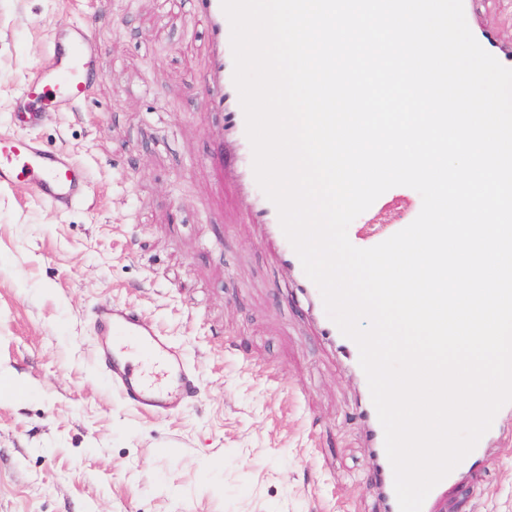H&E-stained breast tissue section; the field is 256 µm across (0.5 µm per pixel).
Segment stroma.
Returning <instances> with one entry per match:
<instances>
[{
	"instance_id": "stroma-1",
	"label": "stroma",
	"mask_w": 512,
	"mask_h": 512,
	"mask_svg": "<svg viewBox=\"0 0 512 512\" xmlns=\"http://www.w3.org/2000/svg\"><path fill=\"white\" fill-rule=\"evenodd\" d=\"M74 24L102 77L32 134L85 169L87 195L61 213L0 186V512H379L361 385L224 207L203 22L179 0H0V133ZM106 301L182 351L184 409L141 412L101 373ZM447 512H512V436Z\"/></svg>"
}]
</instances>
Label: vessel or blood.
<instances>
[{"label": "vessel or blood", "mask_w": 512, "mask_h": 512, "mask_svg": "<svg viewBox=\"0 0 512 512\" xmlns=\"http://www.w3.org/2000/svg\"><path fill=\"white\" fill-rule=\"evenodd\" d=\"M465 18L479 44L502 65L512 68V38L487 22L482 13L483 0H463ZM191 9L206 23L209 38L206 71L202 87L213 112L220 114L217 127L221 151L232 159L220 165L216 173L224 187V202L243 223L262 227L264 246L280 267L292 275L293 287L305 291L320 336L345 350L351 361H358L357 344L342 335L328 317L318 287L306 276L301 261L285 237L276 207L258 185L253 171V152L246 135V121L239 94L233 82L234 61L231 26L221 0H189ZM100 53L96 43L80 26L55 33L44 66L21 91L23 108L17 114L19 134L0 135V184H22L32 193L64 211L86 194L83 168L70 155L44 148L31 136L32 128L59 112L85 101L100 76ZM401 210L405 222H412L421 206L409 198L382 194L364 213L366 223L380 224V231L362 238L361 245L373 247L401 229L389 214ZM97 332L106 343L100 356L101 366L110 373L112 384L121 395L140 410L157 411L187 401L195 389L182 358L167 336L129 308L102 307L97 311ZM136 344L156 367L154 374L138 368H119L115 362L122 342ZM366 444L375 457L372 477L379 490L380 512H399L394 490V472L386 455L384 431L374 405H367ZM496 429H489L464 459L462 467L452 470L427 495L422 512H439L450 489L459 481L474 477L483 462L486 448L493 443Z\"/></svg>", "instance_id": "1"}]
</instances>
